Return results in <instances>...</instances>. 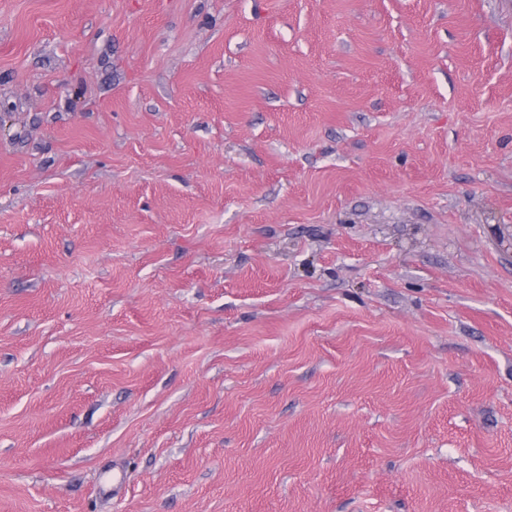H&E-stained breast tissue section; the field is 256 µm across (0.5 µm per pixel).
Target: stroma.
<instances>
[{"label":"stroma","mask_w":512,"mask_h":512,"mask_svg":"<svg viewBox=\"0 0 512 512\" xmlns=\"http://www.w3.org/2000/svg\"><path fill=\"white\" fill-rule=\"evenodd\" d=\"M0 512H512L502 0H0Z\"/></svg>","instance_id":"stroma-1"}]
</instances>
